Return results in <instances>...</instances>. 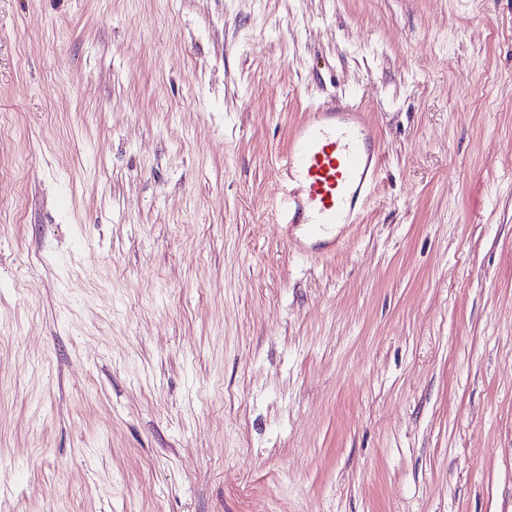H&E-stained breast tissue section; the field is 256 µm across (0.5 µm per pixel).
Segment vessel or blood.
Returning <instances> with one entry per match:
<instances>
[{"instance_id": "1", "label": "vessel or blood", "mask_w": 512, "mask_h": 512, "mask_svg": "<svg viewBox=\"0 0 512 512\" xmlns=\"http://www.w3.org/2000/svg\"><path fill=\"white\" fill-rule=\"evenodd\" d=\"M377 133L359 109L329 100L308 108L279 164L276 212L300 253L335 252L356 223L382 165Z\"/></svg>"}]
</instances>
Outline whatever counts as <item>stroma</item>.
I'll use <instances>...</instances> for the list:
<instances>
[{
    "label": "stroma",
    "instance_id": "obj_1",
    "mask_svg": "<svg viewBox=\"0 0 512 512\" xmlns=\"http://www.w3.org/2000/svg\"><path fill=\"white\" fill-rule=\"evenodd\" d=\"M0 512H512V0H0ZM306 112L280 159L276 212L300 253H333L341 225L355 224L370 198L382 156L359 109L331 99Z\"/></svg>",
    "mask_w": 512,
    "mask_h": 512
}]
</instances>
